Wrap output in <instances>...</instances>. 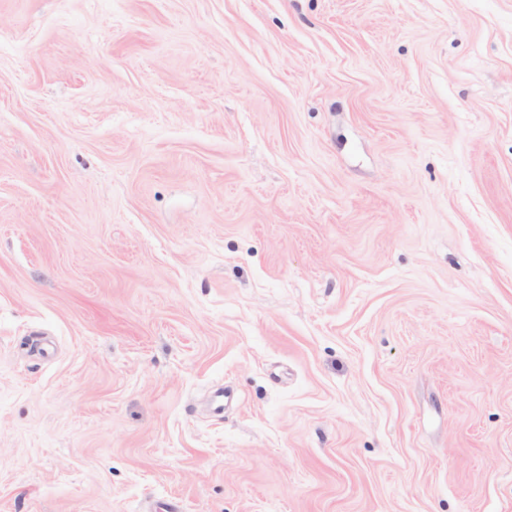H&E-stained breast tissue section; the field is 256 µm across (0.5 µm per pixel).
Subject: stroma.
Returning a JSON list of instances; mask_svg holds the SVG:
<instances>
[{
  "mask_svg": "<svg viewBox=\"0 0 512 512\" xmlns=\"http://www.w3.org/2000/svg\"><path fill=\"white\" fill-rule=\"evenodd\" d=\"M512 512V0H0V512Z\"/></svg>",
  "mask_w": 512,
  "mask_h": 512,
  "instance_id": "1",
  "label": "stroma"
}]
</instances>
